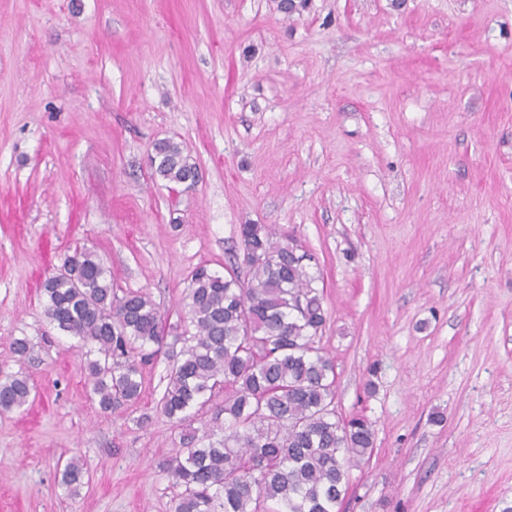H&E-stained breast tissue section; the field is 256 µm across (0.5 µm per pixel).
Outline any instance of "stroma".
Returning <instances> with one entry per match:
<instances>
[{
	"label": "stroma",
	"mask_w": 512,
	"mask_h": 512,
	"mask_svg": "<svg viewBox=\"0 0 512 512\" xmlns=\"http://www.w3.org/2000/svg\"><path fill=\"white\" fill-rule=\"evenodd\" d=\"M165 137L195 188L152 175ZM243 224L312 254L336 411L373 424L341 512H512V0H0V375L36 392L0 512H172L164 357L101 413L41 284L81 243L176 324ZM87 473L88 470L84 462L77 458H70L61 470V484L71 494H77L85 484Z\"/></svg>",
	"instance_id": "35a3bbf8"
}]
</instances>
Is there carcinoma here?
<instances>
[{
    "label": "carcinoma",
    "instance_id": "carcinoma-1",
    "mask_svg": "<svg viewBox=\"0 0 512 512\" xmlns=\"http://www.w3.org/2000/svg\"><path fill=\"white\" fill-rule=\"evenodd\" d=\"M149 163L172 189L199 181L172 138L154 143ZM239 235L246 275L233 265L222 274L196 269L180 333L166 329L150 295H118L84 247L43 282L46 315L87 347L89 396L101 412L140 401L143 365L160 352L168 382L156 410L182 425L193 409L213 407L212 426L185 429L181 452L163 463L180 489L174 512H336L351 466L372 453V423L336 415L334 361L316 342L326 313L304 264L311 256L268 224H241ZM31 394L27 376L1 378L0 412L22 409ZM87 473L71 458L61 484L76 494Z\"/></svg>",
    "mask_w": 512,
    "mask_h": 512
}]
</instances>
